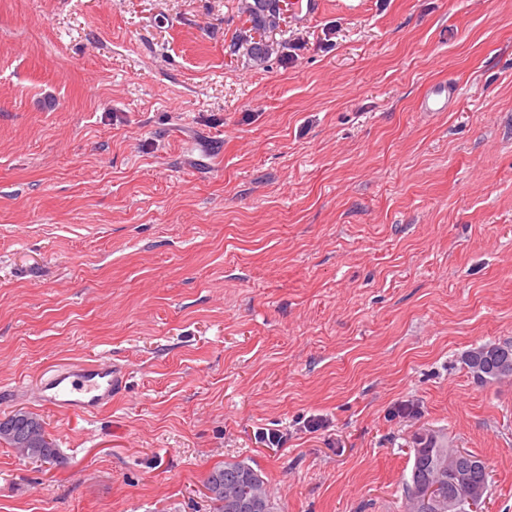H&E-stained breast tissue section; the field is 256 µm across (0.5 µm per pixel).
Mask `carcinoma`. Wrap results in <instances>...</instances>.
I'll return each mask as SVG.
<instances>
[{
  "mask_svg": "<svg viewBox=\"0 0 512 512\" xmlns=\"http://www.w3.org/2000/svg\"><path fill=\"white\" fill-rule=\"evenodd\" d=\"M244 12L251 17L255 31L278 27L280 12L276 0H253L244 5ZM499 348L494 344L481 345L465 353L463 363L477 382L486 384L512 378L511 366L499 372L496 364L486 360L476 362L472 358L474 352L497 351ZM0 442L27 458L40 461L57 458V449L49 441L44 423L27 411L19 410L0 421ZM414 443L413 461L405 482L409 512H475L480 505L478 501L471 503L459 494L454 496V501H448V494L456 487L458 472L449 448L440 444L437 435L431 431L417 433ZM415 484L436 487L435 499L429 506H423L420 498L411 493ZM205 488L213 505L212 512H277L267 481L244 461L228 462L214 468Z\"/></svg>",
  "mask_w": 512,
  "mask_h": 512,
  "instance_id": "carcinoma-1",
  "label": "carcinoma"
}]
</instances>
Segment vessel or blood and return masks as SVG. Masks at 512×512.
I'll list each match as a JSON object with an SVG mask.
<instances>
[{
  "label": "vessel or blood",
  "instance_id": "obj_1",
  "mask_svg": "<svg viewBox=\"0 0 512 512\" xmlns=\"http://www.w3.org/2000/svg\"><path fill=\"white\" fill-rule=\"evenodd\" d=\"M456 100V88L447 86L442 92L427 93L421 106L425 111L438 112L452 107ZM123 381V369L106 358L71 362L51 369L29 386L28 391L34 400L53 410L90 416L111 404Z\"/></svg>",
  "mask_w": 512,
  "mask_h": 512
}]
</instances>
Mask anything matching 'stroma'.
I'll return each mask as SVG.
<instances>
[{"instance_id":"1","label":"stroma","mask_w":512,"mask_h":512,"mask_svg":"<svg viewBox=\"0 0 512 512\" xmlns=\"http://www.w3.org/2000/svg\"><path fill=\"white\" fill-rule=\"evenodd\" d=\"M321 2L257 62L244 0H0V392L127 374L0 402L59 455L0 444V512H210L237 460L279 512H407L424 429L512 512V382L461 359L512 340V0ZM441 99L440 96L443 95ZM457 100V89L456 87H448L446 84L440 92L427 93L422 101L421 108L426 112H440L441 110H448L456 103ZM505 348L511 351L512 354V343H504V345L496 346V344L490 345H481L475 348L468 350L462 361L469 369L470 373L473 375L474 379L481 384L491 383V382H501L504 380H511L512 376V367L511 365L504 371L497 372L498 366L494 363L490 364L487 360L481 362H475L472 358V353L484 351V350H499ZM123 369L112 358L66 363L24 386L37 402L56 411L94 415L112 403L122 386Z\"/></svg>"}]
</instances>
